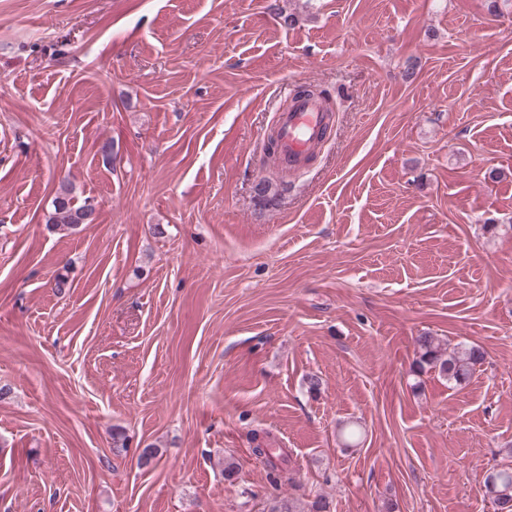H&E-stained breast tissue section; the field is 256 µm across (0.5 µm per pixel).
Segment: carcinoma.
<instances>
[{
    "instance_id": "carcinoma-1",
    "label": "carcinoma",
    "mask_w": 512,
    "mask_h": 512,
    "mask_svg": "<svg viewBox=\"0 0 512 512\" xmlns=\"http://www.w3.org/2000/svg\"><path fill=\"white\" fill-rule=\"evenodd\" d=\"M52 206L53 211L46 223L72 232L91 223V215L94 213L91 204H76L72 197V189L66 185L60 187ZM416 344V357L413 361L416 371L434 370L447 379L448 384L456 387L466 383L476 366L482 364L485 359V352L478 347L460 345L450 351L430 335L418 337ZM251 451L255 457L266 461L270 484L277 486L290 480L288 471L284 468V464L288 463L287 449L268 448L260 442L251 448ZM484 491L491 501L507 512H512V465H503L485 478ZM328 509L329 504L321 498L302 505L293 497H283L269 512H328Z\"/></svg>"
}]
</instances>
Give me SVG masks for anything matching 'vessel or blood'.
Segmentation results:
<instances>
[{
	"mask_svg": "<svg viewBox=\"0 0 512 512\" xmlns=\"http://www.w3.org/2000/svg\"><path fill=\"white\" fill-rule=\"evenodd\" d=\"M332 117L320 99L299 97L277 119L278 149L275 163L284 169L303 166L319 146Z\"/></svg>",
	"mask_w": 512,
	"mask_h": 512,
	"instance_id": "obj_1",
	"label": "vessel or blood"
}]
</instances>
